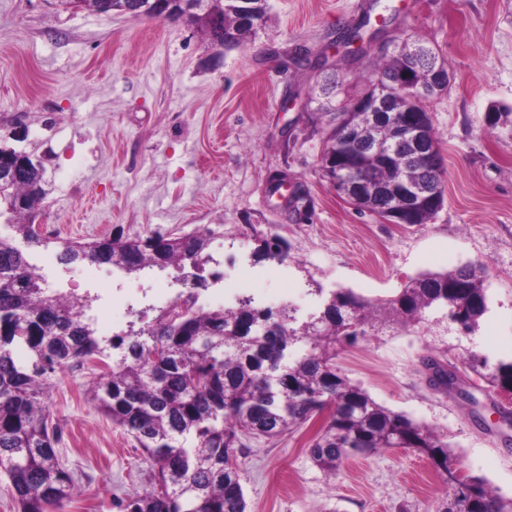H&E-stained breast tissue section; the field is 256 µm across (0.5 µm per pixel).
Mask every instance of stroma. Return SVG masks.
Masks as SVG:
<instances>
[{
	"label": "stroma",
	"mask_w": 512,
	"mask_h": 512,
	"mask_svg": "<svg viewBox=\"0 0 512 512\" xmlns=\"http://www.w3.org/2000/svg\"><path fill=\"white\" fill-rule=\"evenodd\" d=\"M241 47H211L182 21L62 10L53 0H0V139L45 160L37 218L58 238H144L210 231L207 273L262 272L258 305L297 317L340 288L372 300L424 272L484 265L489 310L476 335L425 322L368 331L336 351V366L379 404L447 435L459 468L512 497V445L490 408L512 399L464 367L471 351L512 356V0H266ZM360 27L347 56L339 31ZM432 47L451 76L422 100L445 171L446 200L426 224H390L360 211L323 175L330 130L309 102L326 78L346 102L368 88L369 64L407 38ZM304 47L325 68L285 66ZM500 113L490 123L489 113ZM306 196V215L270 190L275 175ZM288 246L285 262L259 261L263 239ZM52 288L90 291L98 264H61L58 249L25 247ZM459 365L463 395L431 389L421 360ZM49 409L75 474L60 512H119L147 484L132 437L99 412L86 379L60 371ZM323 422L250 441L239 459L248 512H439L449 490L426 457L385 448L327 475L309 457Z\"/></svg>",
	"instance_id": "obj_1"
}]
</instances>
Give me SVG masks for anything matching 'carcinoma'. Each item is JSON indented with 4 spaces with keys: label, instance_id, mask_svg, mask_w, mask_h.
<instances>
[{
    "label": "carcinoma",
    "instance_id": "cac0c4a2",
    "mask_svg": "<svg viewBox=\"0 0 512 512\" xmlns=\"http://www.w3.org/2000/svg\"><path fill=\"white\" fill-rule=\"evenodd\" d=\"M206 7L222 17L224 27L240 32L235 46L253 32V25L242 22L237 0H214ZM418 44L405 43L374 75L406 67ZM322 91L325 100L315 118L334 122L345 104L336 103L330 87ZM345 116L323 154L322 170L334 178L336 169L355 161L367 182L383 188L409 170L440 196L437 206H417L412 223L434 219L445 202L443 166H417L403 152L368 150L375 141L393 140L390 109L381 119L364 112ZM16 190L27 199V209L14 217L16 235L35 246L57 245L63 264H107L128 274L189 267L198 285H207L202 272L213 258L206 233L64 242L37 231L32 221L46 197L35 175L23 173ZM355 205L384 217L386 202L375 194ZM257 257L282 261L288 250L273 236L263 240ZM484 274L481 265L421 274L377 302L339 289L305 320L289 304L274 311L245 295L231 307L202 309L193 295L181 293L151 322L139 328L132 323L125 334L108 338L98 334L88 315L94 297L46 287L26 255L0 239V470L18 512L60 508L74 490L75 478L55 450L60 426L48 405L52 376L65 368L88 377V400L139 444L151 464L149 485L119 501L120 512H247L238 463L247 442L277 438L325 409L329 415L309 446L312 462L323 471L336 473L356 448L368 455L411 449L430 459L453 490L442 512H512V499L485 479L453 481L456 460L446 435L380 405L335 362L336 346L355 343L379 322L406 329L440 312L463 335H475L488 312ZM465 361L491 387L512 389V358L471 351ZM422 367L434 389L446 393L459 387L451 362L430 354Z\"/></svg>",
    "mask_w": 512,
    "mask_h": 512
}]
</instances>
